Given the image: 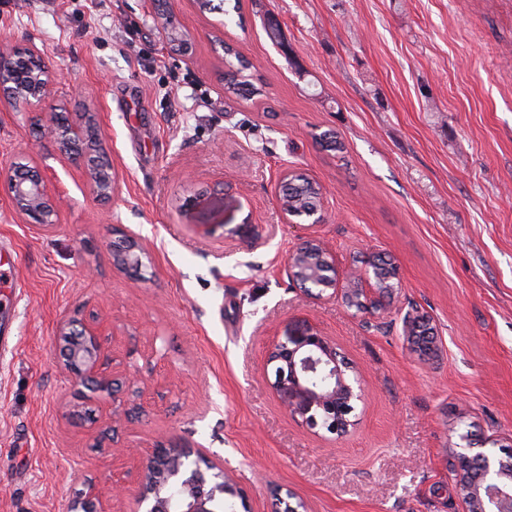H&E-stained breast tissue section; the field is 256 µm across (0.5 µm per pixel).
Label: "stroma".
Instances as JSON below:
<instances>
[{
    "mask_svg": "<svg viewBox=\"0 0 512 512\" xmlns=\"http://www.w3.org/2000/svg\"><path fill=\"white\" fill-rule=\"evenodd\" d=\"M188 54L171 52L151 0H0V49L37 46L52 105L99 113L119 188L90 195L81 167L37 161L65 205L44 233L0 176V512H135L160 443L191 448L271 512H460L458 435L512 450V0H240L239 12L171 0ZM277 19L280 44L267 36ZM261 80L224 89L223 43ZM44 107L0 105V172L32 148ZM330 130L343 152L325 150ZM322 187L324 220L288 219L279 176ZM146 249L113 268L112 228ZM339 268L380 254L394 298L371 315L288 278L302 238ZM98 315L103 361L140 381L138 412L100 441L112 399H81L57 327ZM427 315L437 353L412 350ZM328 336L359 375L349 431L291 418L266 356Z\"/></svg>",
    "mask_w": 512,
    "mask_h": 512,
    "instance_id": "35a3bbf8",
    "label": "stroma"
}]
</instances>
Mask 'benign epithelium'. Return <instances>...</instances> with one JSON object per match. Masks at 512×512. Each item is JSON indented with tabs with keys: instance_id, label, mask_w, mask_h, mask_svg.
<instances>
[{
	"instance_id": "obj_1",
	"label": "benign epithelium",
	"mask_w": 512,
	"mask_h": 512,
	"mask_svg": "<svg viewBox=\"0 0 512 512\" xmlns=\"http://www.w3.org/2000/svg\"><path fill=\"white\" fill-rule=\"evenodd\" d=\"M52 83V70L41 51L34 45H18L9 52H0V88L7 90L11 102L30 105L43 103ZM44 135L55 147L60 158L86 168L89 189L96 198L108 199L117 192L114 175H97L103 154L101 127L97 112H47L42 125ZM8 196L14 211L38 230L49 233L59 224L61 198L47 186L37 161L16 170L7 168ZM118 239L112 241V265L120 271H136L141 267L145 249L139 238L115 228ZM327 250L320 240H303L287 258L288 274L304 281L303 289L320 299L330 290L341 296L347 306L359 298L369 302L383 299L394 288L381 287L382 278L339 270L326 257ZM409 334L417 347L432 353L433 337L423 318L407 322ZM104 321L97 316L85 322L64 320L57 328L64 368L75 386L91 392L112 396V419L119 421L126 413V401L117 400L123 381L101 371V336ZM267 364L272 366L277 392L288 415L301 420L312 429L341 434L354 425L352 413L363 400L359 378L340 357L330 339L318 332L290 336L270 350ZM493 439L480 444L472 442L471 434L460 435L459 451L454 454L453 475L459 492L461 512H512V460L506 452L495 448ZM186 447L165 446L154 449L152 457H166L168 475L179 479L186 489L181 512H214L216 494L235 496L237 489L228 479L207 486L197 460ZM143 512H164L165 498L159 488H147L142 482L137 497Z\"/></svg>"
}]
</instances>
